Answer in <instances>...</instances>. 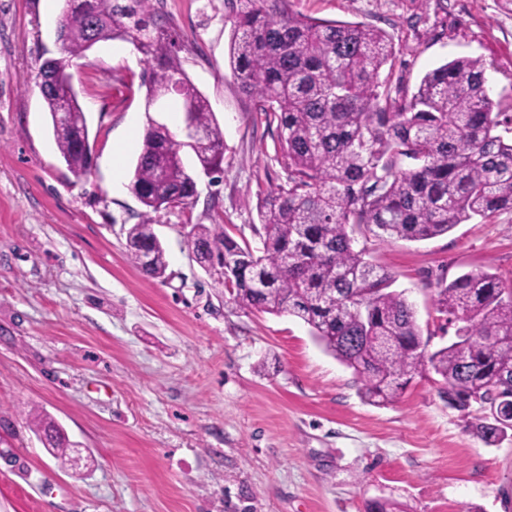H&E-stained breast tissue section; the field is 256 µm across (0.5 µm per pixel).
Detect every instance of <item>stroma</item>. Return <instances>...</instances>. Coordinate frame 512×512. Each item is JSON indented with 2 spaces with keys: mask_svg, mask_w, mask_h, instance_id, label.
<instances>
[{
  "mask_svg": "<svg viewBox=\"0 0 512 512\" xmlns=\"http://www.w3.org/2000/svg\"><path fill=\"white\" fill-rule=\"evenodd\" d=\"M64 0H0V512H512V442L489 446L449 408L434 373L366 403L353 371L300 319L231 301L194 259L192 225L260 247L256 206L285 184L277 132L228 65L224 0H160L183 67L224 132L212 182L190 151V204L156 214L163 277L128 258L143 207L129 188L148 120L183 139L178 112L145 110L133 46L101 42L71 68L92 171L75 181L32 80L60 55ZM295 12L361 22L392 39V81L415 88L458 57L489 63L512 110V0H292ZM412 303L428 351L447 345L437 281L478 271L512 283V211L422 242L358 238ZM36 407L83 453L73 475L23 416Z\"/></svg>",
  "mask_w": 512,
  "mask_h": 512,
  "instance_id": "1",
  "label": "stroma"
}]
</instances>
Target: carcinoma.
<instances>
[{"instance_id": "cac0c4a2", "label": "carcinoma", "mask_w": 512, "mask_h": 512, "mask_svg": "<svg viewBox=\"0 0 512 512\" xmlns=\"http://www.w3.org/2000/svg\"><path fill=\"white\" fill-rule=\"evenodd\" d=\"M231 22L229 65L242 92L276 124L287 186L257 208L262 247L194 224L188 245L242 309L303 321L324 349L353 369L361 394L391 401L416 374L441 377L448 407L482 412L475 429L488 445L507 436L485 413L495 392H512V287L488 272L436 288V310L457 324L455 340L425 354L426 342L395 278L353 247L354 233L423 241L474 217L512 211V139L498 128L487 65L458 57L428 71L413 92L382 77L394 47L380 29L293 12L290 0H224ZM57 90L42 92L51 116L62 105L71 124L54 129L73 177L90 174L87 119L68 69L97 43L122 40L142 54L146 109L157 91L178 97L199 131L185 142L153 121L144 130L131 190L144 207L127 232L131 261L148 277L167 268L154 214L196 195L182 148L206 172L223 171L224 133L210 103L182 66L181 48L152 0H72L58 25ZM44 447L64 466L76 445L35 408L25 413Z\"/></svg>"}]
</instances>
